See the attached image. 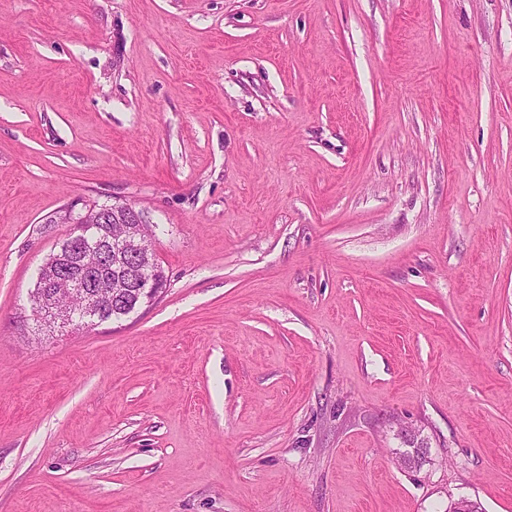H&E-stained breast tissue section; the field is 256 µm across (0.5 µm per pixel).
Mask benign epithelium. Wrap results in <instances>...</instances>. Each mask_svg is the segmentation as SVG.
I'll return each instance as SVG.
<instances>
[{"label":"benign epithelium","instance_id":"7a95c632","mask_svg":"<svg viewBox=\"0 0 512 512\" xmlns=\"http://www.w3.org/2000/svg\"><path fill=\"white\" fill-rule=\"evenodd\" d=\"M123 209L126 218L121 234H112L107 211L89 207L72 218L66 212L63 221L73 225L67 242L51 255L40 268L38 288L30 296L31 313L35 321H51L63 327L89 328L112 320L113 299L109 293H100L102 283L112 281V267H127L134 261L140 288V304L153 303L161 293L154 279L158 265L154 235L143 223L141 213L127 204L113 206ZM67 276L74 289L86 296V304L79 309H64L57 305L54 288L57 277Z\"/></svg>","mask_w":512,"mask_h":512}]
</instances>
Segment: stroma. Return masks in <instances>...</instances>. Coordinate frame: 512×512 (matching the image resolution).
<instances>
[{
    "label": "stroma",
    "mask_w": 512,
    "mask_h": 512,
    "mask_svg": "<svg viewBox=\"0 0 512 512\" xmlns=\"http://www.w3.org/2000/svg\"><path fill=\"white\" fill-rule=\"evenodd\" d=\"M115 203L164 293L37 328ZM462 497L512 512V0H0V512ZM109 209H123L126 218L125 229L121 234L112 235L108 225V213L98 207L86 208L79 212L77 219L68 211L62 217L64 223L73 224L71 236L62 242L51 255L47 264H43L38 274V288L32 292L31 316L36 322L51 321L62 327L89 328L112 321V294L99 293L102 283L112 284V266L127 268L129 261L136 264L140 281L137 299L140 304L153 303L161 293L154 279V268L159 263L155 252L154 235L143 224L141 213L127 204L101 206ZM93 250L99 256V264L89 267L83 262L85 252ZM59 275H66L74 289L86 296V304L79 309H64L57 305L54 288ZM139 307L134 299L126 305L117 307L113 312L115 319L127 316Z\"/></svg>",
    "instance_id": "1"
}]
</instances>
